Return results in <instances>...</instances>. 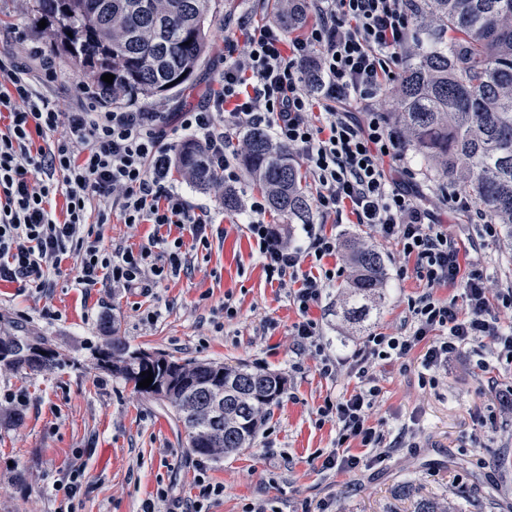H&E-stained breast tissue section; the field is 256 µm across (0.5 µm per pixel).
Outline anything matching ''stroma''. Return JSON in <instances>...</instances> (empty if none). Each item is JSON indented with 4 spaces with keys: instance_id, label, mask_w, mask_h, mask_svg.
<instances>
[{
    "instance_id": "1",
    "label": "stroma",
    "mask_w": 512,
    "mask_h": 512,
    "mask_svg": "<svg viewBox=\"0 0 512 512\" xmlns=\"http://www.w3.org/2000/svg\"><path fill=\"white\" fill-rule=\"evenodd\" d=\"M268 0H214L210 49L195 72V88L166 97L140 96L135 105L182 112L201 104L219 87L224 37L241 18L273 21ZM28 0H0V55L24 56L48 48L29 14ZM56 77H31L60 111L78 112L94 102L83 70L66 56L52 58ZM188 198L220 225L210 249H193L179 277L155 287L85 289L73 261L52 274L50 288L22 289L0 281V331L45 339L61 355L42 374L0 366V395L25 392L19 421L0 405V512H141L145 500L165 490L173 498L197 496L199 481L220 484L223 495L205 501L206 512H414L418 500L449 506V512H512V365L490 346H467L444 368H425V346L403 359L378 362L381 389L370 422L384 433L379 447L351 445L363 465L350 471L323 468L336 451L334 418L321 413L327 400L352 393L359 380L351 366L363 338L341 317V286L326 288L311 315L320 328L322 355L297 354L292 326L300 313L288 288L267 283L258 247L242 217L226 212L220 193L173 175ZM310 221L335 237L339 250L325 267L346 266V241L374 245L387 268L384 304L371 318V334H410L408 301L425 292L445 300L453 288L427 289L406 267L395 242L381 240L364 224H339L311 212ZM460 239L476 242L479 267L491 294L512 289V254L501 241H481L467 217L448 221ZM154 232L150 224L110 217L101 228L106 249L138 248ZM235 316H227L225 306ZM156 312L146 320L147 312ZM117 327L131 348L183 361L240 362L282 374L286 388L253 445L231 457L207 460L185 447V432L172 408L143 395L124 380L99 370L94 350L105 326ZM335 359V375L321 373V358ZM486 369H479L478 360ZM81 470L75 497L58 491L72 470Z\"/></svg>"
}]
</instances>
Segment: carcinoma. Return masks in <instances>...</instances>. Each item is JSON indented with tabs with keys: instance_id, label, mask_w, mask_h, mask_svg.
<instances>
[{
	"instance_id": "1",
	"label": "carcinoma",
	"mask_w": 512,
	"mask_h": 512,
	"mask_svg": "<svg viewBox=\"0 0 512 512\" xmlns=\"http://www.w3.org/2000/svg\"><path fill=\"white\" fill-rule=\"evenodd\" d=\"M271 8L288 30L307 20L305 0H272ZM211 9L212 0H31L30 13L46 20L43 33L54 49L82 67L99 96L117 102L193 89L209 49ZM418 13L422 36L391 91L395 127L448 184L504 228L503 244L512 249V0H418ZM105 74L115 75L113 83L102 80ZM236 160L281 215L308 217L301 173L266 131L250 130ZM176 164L201 189L224 182L193 143L181 147ZM345 247L351 273L342 287L343 319L363 331L384 298L385 264L371 244L349 241ZM141 354L114 330L97 351V366L150 397L168 388L187 449L204 458L250 447L286 386L281 374L246 364L164 355L148 362ZM59 363L45 340L0 333V365L38 374ZM148 370L152 384L138 387ZM217 385L224 386L218 420L207 412Z\"/></svg>"
}]
</instances>
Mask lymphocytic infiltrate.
<instances>
[{"mask_svg": "<svg viewBox=\"0 0 512 512\" xmlns=\"http://www.w3.org/2000/svg\"><path fill=\"white\" fill-rule=\"evenodd\" d=\"M308 9L314 21L300 36L287 37L274 23L244 22L240 36L225 37L219 91L177 113L173 128L146 107L91 106L62 116L30 77L33 59L46 80L54 78L41 48L25 59H0V115L8 119L0 128V280L40 291L48 286L46 271L69 259L83 288H148L179 276L185 244L165 228H187L194 246L206 248L214 226L170 181L177 140L199 144L231 187L241 179L235 137L266 128L304 162L322 216L351 218L396 241L429 286L408 302L412 333L367 336L357 353L353 368L369 389L323 409L336 418L339 443L374 448L383 438L369 422L376 362L406 357L424 342L431 368L486 342L512 364V321L501 320L512 312V290L490 298L469 249L419 203L406 150L379 108L380 92L393 84L416 36L415 0H308ZM59 196L61 211L54 205ZM266 208L265 199L251 198L242 210L246 228L267 279L295 287L298 351L318 348L319 324L309 312L336 280V270L321 261L336 254L337 242L308 224L302 243L293 244L265 223ZM114 210L125 223L153 225L154 235L135 250H106L99 227ZM307 260L312 269H304ZM444 285L461 290L463 301L435 299L432 288Z\"/></svg>", "mask_w": 512, "mask_h": 512, "instance_id": "lymphocytic-infiltrate-1", "label": "lymphocytic infiltrate"}]
</instances>
